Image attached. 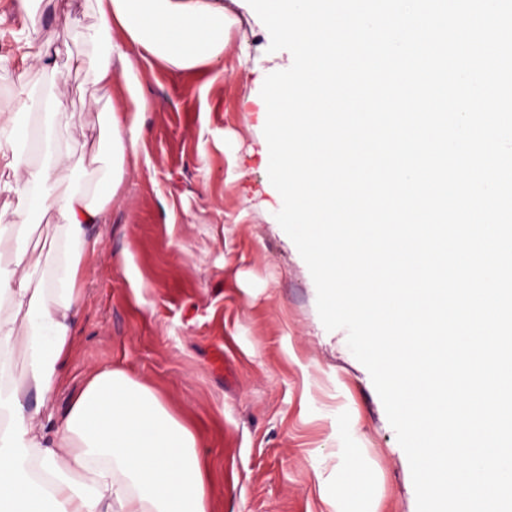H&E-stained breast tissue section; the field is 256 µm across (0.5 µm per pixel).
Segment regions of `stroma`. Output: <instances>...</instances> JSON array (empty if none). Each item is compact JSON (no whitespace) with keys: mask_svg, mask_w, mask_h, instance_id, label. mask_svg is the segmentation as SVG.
Returning <instances> with one entry per match:
<instances>
[{"mask_svg":"<svg viewBox=\"0 0 512 512\" xmlns=\"http://www.w3.org/2000/svg\"><path fill=\"white\" fill-rule=\"evenodd\" d=\"M224 59L178 71L140 59L149 103L100 250L82 281L75 338L47 404L71 405L112 366L155 389L199 434L212 512H416L408 458L347 332L326 330L316 288L275 215L266 76L287 63L247 0H224ZM89 0H56L40 37L85 51ZM30 81L99 137L90 77L59 56ZM222 363H215L216 352ZM360 461L370 494L349 488Z\"/></svg>","mask_w":512,"mask_h":512,"instance_id":"35a3bbf8","label":"stroma"}]
</instances>
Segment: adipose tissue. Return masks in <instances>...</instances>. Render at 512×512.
<instances>
[{
  "label": "adipose tissue",
  "mask_w": 512,
  "mask_h": 512,
  "mask_svg": "<svg viewBox=\"0 0 512 512\" xmlns=\"http://www.w3.org/2000/svg\"><path fill=\"white\" fill-rule=\"evenodd\" d=\"M54 0H16L17 49L0 57L23 87L15 111L0 112V196L14 202L15 223L0 225V512H210L205 470L193 431L160 396L127 371L94 372L77 399L47 432L38 421L72 346L85 266L100 240L90 234L109 221L129 156L140 138L138 116L148 103L137 92L133 47L165 65L193 71L224 54V7L218 0H92L96 21L85 30L87 52L72 57L106 101L102 132L108 169L94 193L63 182L84 163L63 133L75 115L62 99L24 84L35 64H50L67 43L42 42L36 21ZM123 80L127 96L114 98ZM42 113L36 130L20 113ZM40 211L58 219L54 235L20 250L18 218ZM21 354L23 367L11 358ZM36 410H27L26 395Z\"/></svg>",
  "instance_id": "adipose-tissue-1"
}]
</instances>
